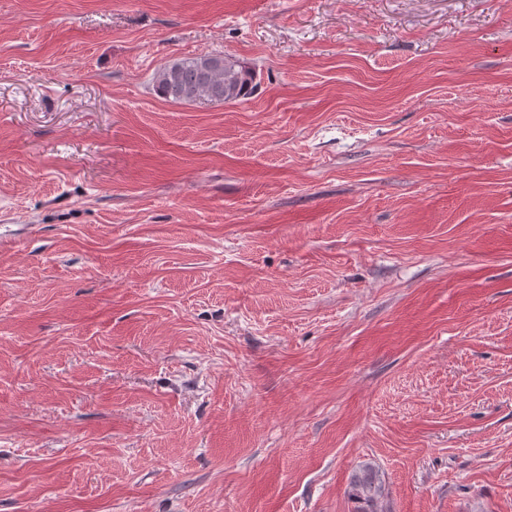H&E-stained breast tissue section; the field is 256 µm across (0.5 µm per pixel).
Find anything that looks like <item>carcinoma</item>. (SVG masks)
Returning <instances> with one entry per match:
<instances>
[{
	"label": "carcinoma",
	"mask_w": 512,
	"mask_h": 512,
	"mask_svg": "<svg viewBox=\"0 0 512 512\" xmlns=\"http://www.w3.org/2000/svg\"><path fill=\"white\" fill-rule=\"evenodd\" d=\"M257 89L255 72L230 54L174 59L155 75V91L167 101L244 102ZM353 498L368 505L383 493L378 471L366 465L351 481Z\"/></svg>",
	"instance_id": "obj_1"
}]
</instances>
